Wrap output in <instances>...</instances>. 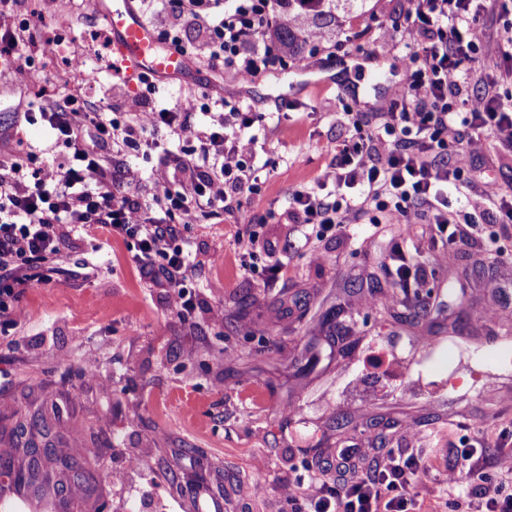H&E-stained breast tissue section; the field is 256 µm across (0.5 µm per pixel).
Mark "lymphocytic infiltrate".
Segmentation results:
<instances>
[{
  "mask_svg": "<svg viewBox=\"0 0 512 512\" xmlns=\"http://www.w3.org/2000/svg\"><path fill=\"white\" fill-rule=\"evenodd\" d=\"M412 19L381 32L383 50L405 43L398 58L407 73L367 129L360 113L350 115L355 130L336 149L337 193L328 198L304 189L291 195L289 223L317 227L319 235L336 233L348 214L370 209L391 224L417 232L424 224L447 233L450 225L482 230L487 224H511L507 198L468 193L471 161L486 147L487 135L512 145V113L504 111L493 91L465 92V61L483 55L512 58V22L478 41L477 26L487 0H409ZM149 24L160 25L164 40L192 62L222 61L245 82L280 64V57L258 40L277 27L282 15L277 0H141ZM197 35L188 39L185 27ZM146 83L137 109L107 121L91 117L79 95L69 93L24 112L29 123H43L52 134L43 148L47 165L33 168L14 159L0 160V317L16 314L15 300L61 249L86 226L133 240V262L154 287L164 289L181 319L195 309L190 289L193 268L178 244L179 229L240 205L256 188V139L245 136L255 117L228 100L204 102L189 92L174 105L152 101ZM220 107L216 125H195L194 114ZM470 129L466 143L449 140L451 129ZM169 137L183 143L175 157V177L155 182L127 169L131 149H156ZM66 142L69 154L53 157L55 142ZM464 191L462 208L448 206L449 189ZM476 449L464 451L458 467L444 482L453 495L454 512H512V448L493 460L498 473L487 479ZM484 481L481 493L463 488L458 468ZM423 458L395 451L370 455L367 464L347 479L327 481L323 472L280 479L278 490L291 512H423L416 490Z\"/></svg>",
  "mask_w": 512,
  "mask_h": 512,
  "instance_id": "obj_1",
  "label": "lymphocytic infiltrate"
}]
</instances>
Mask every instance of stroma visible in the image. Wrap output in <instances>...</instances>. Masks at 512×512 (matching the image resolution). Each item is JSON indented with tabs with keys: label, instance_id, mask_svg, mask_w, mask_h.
Listing matches in <instances>:
<instances>
[{
	"label": "stroma",
	"instance_id": "35a3bbf8",
	"mask_svg": "<svg viewBox=\"0 0 512 512\" xmlns=\"http://www.w3.org/2000/svg\"><path fill=\"white\" fill-rule=\"evenodd\" d=\"M407 7V0H362L323 25L304 50L316 69L312 85L291 63L242 82L218 61L187 80L159 83L162 103L191 90L249 107L260 182L242 195L241 212L182 234L200 302L192 321H181L149 287L128 243L92 226L21 295L17 322L0 324V448L11 443L15 409L55 403L73 433L58 454L87 449L96 478L92 497L69 512H103V503L104 512H141L139 472L112 483L113 469L126 468L133 454L157 476L160 512H196L186 486L200 474L223 477L224 512H279L278 475L333 461L335 449L352 441L407 449L408 426L426 435L424 451L438 461L418 489L437 512H451L441 468L467 448L494 452L486 430L512 444V247L497 253L491 244L511 238L512 223L481 234L455 225L444 265L434 261L442 237L423 227L412 289L445 320L449 293L464 308L460 324L430 333L411 325L414 310L396 318L387 303L396 287L390 256L407 235L404 225L385 223L373 209L319 238L281 217L293 190L332 183L336 144L353 133L346 112L378 124L390 89L406 82L396 61L404 46L383 55L378 39L384 25L404 22ZM20 15L31 21L45 80L34 86L16 73L0 90V159L42 147L45 127L25 122L21 111L63 90L80 93L90 112L135 108L139 81L115 73L111 47L92 42L101 28L94 0H21ZM59 31L74 34L76 52L95 69L93 88L50 50L48 38ZM470 188L511 193L512 146L490 140L472 162ZM316 251L322 262L313 261ZM248 252L259 265L282 257L284 276L269 283L244 270ZM369 294L374 304L358 308ZM336 306L342 314L332 330L344 342L323 345L304 365L302 348L332 331L323 315ZM372 355L380 366L369 364ZM256 458L264 469L254 468Z\"/></svg>",
	"mask_w": 512,
	"mask_h": 512
}]
</instances>
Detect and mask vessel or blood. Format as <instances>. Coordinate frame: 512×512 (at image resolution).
<instances>
[{
  "label": "vessel or blood",
  "instance_id": "b4317fda",
  "mask_svg": "<svg viewBox=\"0 0 512 512\" xmlns=\"http://www.w3.org/2000/svg\"><path fill=\"white\" fill-rule=\"evenodd\" d=\"M96 9L112 32V51L129 76L150 75L172 83L192 69L188 58L159 42L134 0H98Z\"/></svg>",
  "mask_w": 512,
  "mask_h": 512
}]
</instances>
